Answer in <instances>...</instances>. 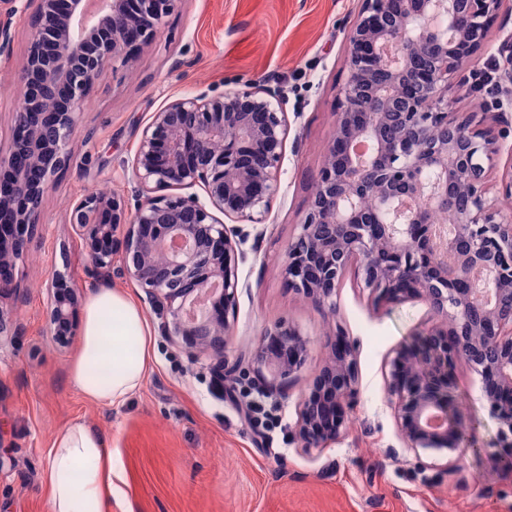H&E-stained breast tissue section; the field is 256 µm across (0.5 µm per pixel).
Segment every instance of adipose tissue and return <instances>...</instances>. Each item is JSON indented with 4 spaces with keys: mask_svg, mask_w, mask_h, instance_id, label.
Wrapping results in <instances>:
<instances>
[{
    "mask_svg": "<svg viewBox=\"0 0 512 512\" xmlns=\"http://www.w3.org/2000/svg\"><path fill=\"white\" fill-rule=\"evenodd\" d=\"M153 356L149 323L131 297L91 291L83 309L81 346L69 380L87 398L110 404L142 384ZM115 463L98 432L73 422L56 433L44 474L49 512H104L116 496Z\"/></svg>",
    "mask_w": 512,
    "mask_h": 512,
    "instance_id": "obj_1",
    "label": "adipose tissue"
}]
</instances>
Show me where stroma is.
Segmentation results:
<instances>
[{
    "mask_svg": "<svg viewBox=\"0 0 512 512\" xmlns=\"http://www.w3.org/2000/svg\"><path fill=\"white\" fill-rule=\"evenodd\" d=\"M362 0H179L149 45L86 95L73 132L76 158L49 189L43 227L16 270L19 296L0 311L20 331L0 346V512H48L43 485L53 436L80 420L97 430L116 462L125 499L106 512H512V450L498 447V423L482 383L467 364L453 367L459 412L475 433L455 464L445 454L407 448L388 392L395 349L433 323L425 300L374 307L354 273L328 311L284 280L289 241L299 232L316 176L336 129L337 98L347 77L351 26ZM12 41L0 53V148L8 149L29 42V12L0 0ZM512 17L494 25L466 80L448 89L452 112H479L501 150L491 181L512 168V99L486 87L512 68ZM271 79L284 89L287 134L278 191L261 223L226 220L236 243V314L224 360L191 356L161 329L143 288L113 274L103 281L68 222L87 192L123 197L136 207L131 161L144 128L169 101L222 93ZM65 271L80 293L102 285L131 295L146 316L155 358L141 387L124 402L90 400L69 381L79 342L59 347L46 313L48 277ZM285 324L308 339L301 368L282 388L266 390L268 369H249L227 396L219 365L250 357L261 337ZM357 344L359 397L345 429L325 448L291 436L298 404L327 360L336 330ZM264 414L252 418L257 394Z\"/></svg>",
    "mask_w": 512,
    "mask_h": 512,
    "instance_id": "stroma-1",
    "label": "stroma"
}]
</instances>
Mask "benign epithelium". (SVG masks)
Here are the masks:
<instances>
[{"mask_svg":"<svg viewBox=\"0 0 512 512\" xmlns=\"http://www.w3.org/2000/svg\"><path fill=\"white\" fill-rule=\"evenodd\" d=\"M31 39L20 71L23 110L0 153V298L18 291L17 264L41 227L48 188L70 168L80 105L110 63L131 60L179 0H25ZM503 0H363L350 36L348 76L336 132L317 187L288 245L285 283L335 311L352 271L376 305L421 297L436 323L391 361L388 389L406 446H464L462 419L448 401V368L462 360L480 376L512 447V214L487 204L498 152L477 113L448 111V84L486 49ZM279 85L262 80L221 94L176 98L154 113L132 161L141 203L87 195L69 224L92 265L112 272L123 233L124 275L149 294L162 330L191 354L224 362L235 314V243L220 212L258 224L278 188L287 131ZM48 101L56 110L44 112ZM200 187L196 193L167 189ZM374 197L371 209L361 206ZM434 213L450 224L430 223ZM164 262L158 263V255ZM49 323L61 347L77 334L78 288L57 272L48 286ZM307 341L290 328L267 332L253 361L273 380L302 364ZM359 394L356 343L336 331L331 355L303 395L294 439L321 448L345 426Z\"/></svg>","mask_w":512,"mask_h":512,"instance_id":"7a95c632","label":"benign epithelium"}]
</instances>
